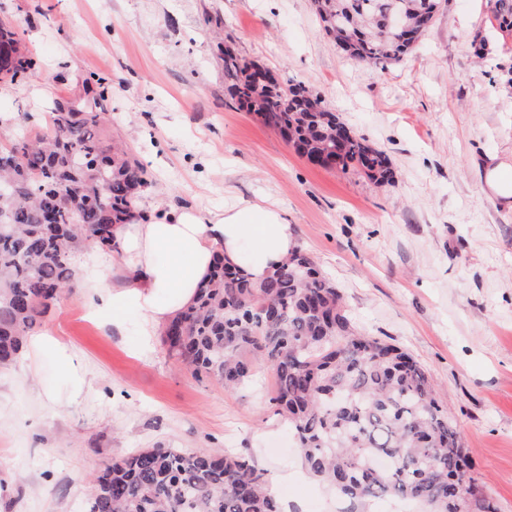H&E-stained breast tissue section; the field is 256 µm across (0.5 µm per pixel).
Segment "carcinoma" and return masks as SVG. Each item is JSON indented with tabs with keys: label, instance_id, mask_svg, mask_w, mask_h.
<instances>
[{
	"label": "carcinoma",
	"instance_id": "1",
	"mask_svg": "<svg viewBox=\"0 0 512 512\" xmlns=\"http://www.w3.org/2000/svg\"><path fill=\"white\" fill-rule=\"evenodd\" d=\"M325 33L351 57L381 67L407 55L439 0H311ZM512 38V0H488ZM36 67L16 33L0 25V77ZM258 64L224 49L229 102L282 130L303 157L339 160L378 184L394 181L386 153L347 132L300 82L267 85ZM101 78L56 101L49 132L0 147V367L14 363L38 317L72 290V252L112 250V228L135 208L147 179L136 157L107 142ZM168 353L234 390L256 361L276 371L277 414L294 430L304 468L347 497L346 512L386 499L429 512H496L472 474L448 409L425 370L400 347L361 332L342 294L300 248L260 285L215 256L196 301L164 329ZM385 457L390 465L380 468ZM461 490L448 497V481ZM87 512H283L265 472L244 455L141 448L106 466Z\"/></svg>",
	"mask_w": 512,
	"mask_h": 512
}]
</instances>
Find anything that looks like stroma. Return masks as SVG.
Instances as JSON below:
<instances>
[{"label":"stroma","mask_w":512,"mask_h":512,"mask_svg":"<svg viewBox=\"0 0 512 512\" xmlns=\"http://www.w3.org/2000/svg\"><path fill=\"white\" fill-rule=\"evenodd\" d=\"M1 20L37 60L0 83L7 137L34 135L54 101L103 77L106 129L146 171L143 212L276 204L356 326L428 372L475 477L512 512V196L491 179L512 166V39L487 0H441L414 50L383 70L342 51L311 0H0ZM226 46L319 95L388 155L394 182L313 166L229 107ZM110 257L76 252L73 294L36 325L73 360L25 348L0 371V512H86L105 466L158 444L245 455L285 512H342L300 467L269 363L228 392L161 341L145 348L137 311L119 333L87 318L89 282H123Z\"/></svg>","instance_id":"1"}]
</instances>
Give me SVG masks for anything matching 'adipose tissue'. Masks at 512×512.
<instances>
[{"mask_svg": "<svg viewBox=\"0 0 512 512\" xmlns=\"http://www.w3.org/2000/svg\"><path fill=\"white\" fill-rule=\"evenodd\" d=\"M113 236L112 265L126 281L100 290L90 313L118 330L126 310L137 309L145 337L194 301L215 254L258 283L297 246L278 207L249 201L221 211L174 208L145 217L136 211L115 226Z\"/></svg>", "mask_w": 512, "mask_h": 512, "instance_id": "obj_1", "label": "adipose tissue"}]
</instances>
